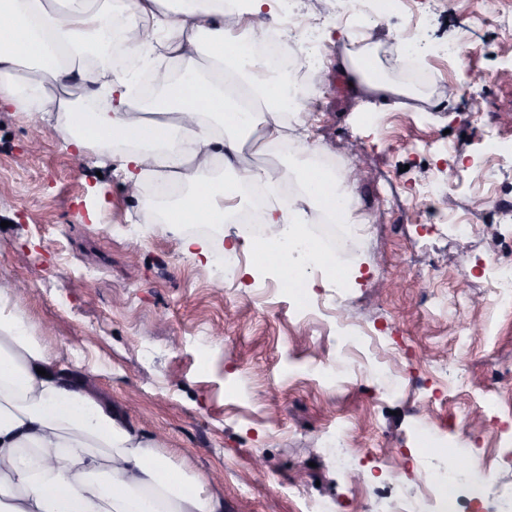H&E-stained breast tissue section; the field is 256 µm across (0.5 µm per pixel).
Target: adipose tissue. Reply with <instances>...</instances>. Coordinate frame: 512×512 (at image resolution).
<instances>
[{"label": "adipose tissue", "mask_w": 512, "mask_h": 512, "mask_svg": "<svg viewBox=\"0 0 512 512\" xmlns=\"http://www.w3.org/2000/svg\"><path fill=\"white\" fill-rule=\"evenodd\" d=\"M285 0H0V101L22 103L54 126L76 155L115 149L133 184L152 181L159 197L184 185L169 225L220 224L233 208L232 178L276 192L278 170L247 159L283 145L313 152L302 107L284 92L288 73L273 70L260 47L267 20ZM120 40L131 61L164 77L165 102L141 105L126 72L84 63L94 43ZM183 76L169 80V65ZM337 67L354 89L381 104L409 95L388 83L369 55L344 51ZM80 79L107 107L71 102L54 108L51 90ZM223 166L230 181L214 174ZM299 192L270 204L269 235L240 234L242 249L276 259L286 286L311 289L352 279L306 235L309 211L354 221L349 172L299 171ZM13 282L0 281V512H226L221 491L177 466L155 439L131 425L85 380L64 373L16 309Z\"/></svg>", "instance_id": "ef3b65f1"}]
</instances>
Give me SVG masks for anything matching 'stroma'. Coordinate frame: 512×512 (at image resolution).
I'll list each match as a JSON object with an SVG mask.
<instances>
[{
    "instance_id": "obj_1",
    "label": "stroma",
    "mask_w": 512,
    "mask_h": 512,
    "mask_svg": "<svg viewBox=\"0 0 512 512\" xmlns=\"http://www.w3.org/2000/svg\"><path fill=\"white\" fill-rule=\"evenodd\" d=\"M299 8L323 46L301 76L318 99L311 140L336 167L368 172L351 186L365 231L341 249L342 266L362 276L337 317L318 309L333 287L289 291L273 258L239 251L241 275L228 281L220 261L187 256L181 235L145 222L150 183L132 185L98 151L75 167L53 130L28 152L32 122L11 104L0 106V279L23 283L17 307L68 373L96 369L93 390L156 434L176 463L205 479L221 474L227 512H295L292 484L313 499L347 500L351 512L416 502L427 470L389 489L337 467L324 446L341 421L343 447L390 465L407 450L443 462L426 449V425L479 432L485 499L495 501L512 486V469L501 464L506 444L481 389L491 374L512 378V329L489 269L512 241V42L494 27H470L469 17L512 13V0H399L375 20L353 15L366 35L353 51L368 50L393 82L397 39L420 17L428 51L412 66L426 90L392 108L352 94L337 72L331 0ZM451 43L465 47V60L447 57ZM489 127L502 136L493 159L482 143ZM357 138L364 149L354 154ZM425 182L437 188L438 211L473 215L467 236L424 223L408 191ZM463 319L464 340L455 333ZM340 323L373 338L349 351V384L333 387L310 367L335 356ZM452 365L468 373L466 388L449 387ZM382 369L402 381L399 394L385 393Z\"/></svg>"
}]
</instances>
